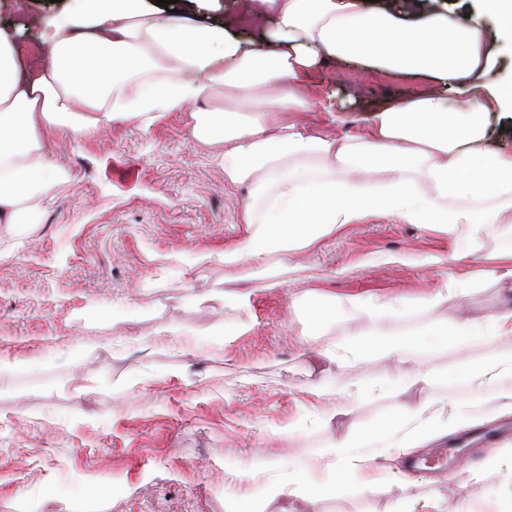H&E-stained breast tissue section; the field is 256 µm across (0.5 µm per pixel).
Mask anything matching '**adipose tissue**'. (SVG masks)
Instances as JSON below:
<instances>
[{
	"mask_svg": "<svg viewBox=\"0 0 512 512\" xmlns=\"http://www.w3.org/2000/svg\"><path fill=\"white\" fill-rule=\"evenodd\" d=\"M32 0H0V227L40 223L56 186L71 182L42 131L98 134L115 123L148 131L163 112L189 115L199 141L223 145L224 179L244 187V231L224 250L250 279L273 289L285 282L289 252L309 249L350 224L375 215L399 224L432 225L474 255L483 235L512 237V149L485 147L493 113L512 116V76L486 83L499 49L490 27L512 28V0H483L480 20L459 23L448 11L418 12L365 0H250L245 14L224 0H182L168 12L154 0H66L51 14ZM272 27L262 45L240 39L242 18ZM37 27L41 49L21 65V37ZM333 63L364 74L418 82L414 94L377 108L368 131L327 135L294 120L320 104L335 115L332 92L313 100L312 71ZM456 91L468 107L448 109ZM487 270L509 297L480 319L444 331L449 347L512 337V249ZM387 299L331 296L308 304L317 330L411 312ZM321 355L346 365L375 357L411 365L408 378L431 382L434 357L423 332L408 337L326 341ZM448 394L400 404L396 418L308 449L270 477L266 494L297 499L315 483L350 498L372 488L368 465L390 451L424 448L432 439L487 419V401L512 399V353L448 374Z\"/></svg>",
	"mask_w": 512,
	"mask_h": 512,
	"instance_id": "obj_1",
	"label": "adipose tissue"
}]
</instances>
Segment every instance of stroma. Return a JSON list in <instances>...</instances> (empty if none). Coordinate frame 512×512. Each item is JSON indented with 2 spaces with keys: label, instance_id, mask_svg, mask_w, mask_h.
I'll list each match as a JSON object with an SVG mask.
<instances>
[{
  "label": "stroma",
  "instance_id": "stroma-1",
  "mask_svg": "<svg viewBox=\"0 0 512 512\" xmlns=\"http://www.w3.org/2000/svg\"><path fill=\"white\" fill-rule=\"evenodd\" d=\"M330 79L343 100L338 125L321 110L305 113L332 134L366 129L372 111L415 86L361 75L337 65L312 74ZM45 139L74 183L59 186L41 224L0 228V359L31 362L23 374H0V512H69L59 487L119 484L96 512H225L246 500L256 512H281L282 498L264 494L268 468L322 448L351 431L391 418L403 378L382 360L330 365L307 335L294 303L304 296L387 297L417 305L416 314L385 318L383 329L408 334L482 318L501 301L482 282L467 307L422 303L447 277L468 282L494 266L512 243L486 236L480 251L452 259V240L432 226L384 217L352 224L294 254L287 282L275 289L224 264L239 237L245 189L228 185L216 146L191 138L187 115L162 114L143 132L116 124L91 138L59 127ZM198 254L209 262L183 277ZM434 265H425L428 257ZM231 279L250 289L248 307L212 291ZM174 328L179 343L160 346L157 331ZM223 335L206 351L192 340ZM81 359L69 360L72 350ZM359 380L385 386L346 415L311 385ZM261 449L267 470L251 480L225 467ZM372 493L340 498L311 492L300 512H393L405 462L379 457L369 467ZM418 490L445 505L485 498L469 473L444 467L417 473Z\"/></svg>",
  "mask_w": 512,
  "mask_h": 512
}]
</instances>
